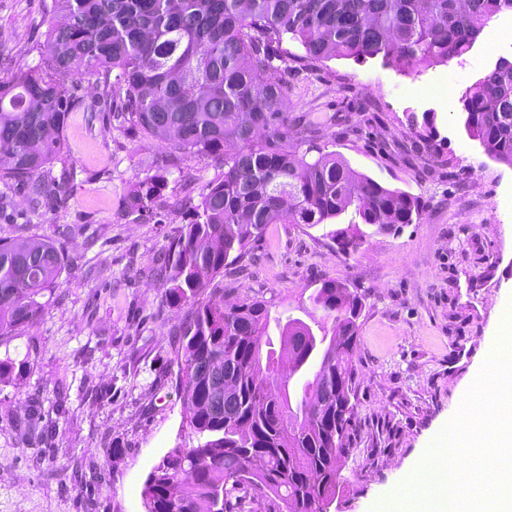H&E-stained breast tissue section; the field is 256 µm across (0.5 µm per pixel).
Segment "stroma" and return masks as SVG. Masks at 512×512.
Segmentation results:
<instances>
[{
    "label": "stroma",
    "instance_id": "1",
    "mask_svg": "<svg viewBox=\"0 0 512 512\" xmlns=\"http://www.w3.org/2000/svg\"><path fill=\"white\" fill-rule=\"evenodd\" d=\"M48 18L42 0H0V55L34 62ZM499 53L481 37L463 58L403 76L378 62L334 59L295 67L292 112L314 123L339 112L353 129L325 127L321 142L352 168L410 192L419 222L341 252L330 225H272L256 261L217 276L233 300L272 301V316L305 318L321 280L364 296L355 356V420L337 512H383L458 411L486 341L512 306V212L492 204L512 191V166L489 157L458 121L459 103L435 109L409 87L444 75L461 91ZM73 101L60 133L76 178L65 204L32 210L11 188L0 236L50 237L65 256L53 299L33 326L0 339V359H25L0 382V512H144V481L170 448L186 444L181 390L169 366L184 311L162 301L156 258L188 223L223 162L181 157L155 217L128 207L136 178L164 166L166 145L113 115L101 79H66ZM435 112L439 155L404 160L409 112ZM66 388L65 412L54 393ZM41 402L47 442L15 423Z\"/></svg>",
    "mask_w": 512,
    "mask_h": 512
}]
</instances>
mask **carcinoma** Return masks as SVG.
<instances>
[{"mask_svg":"<svg viewBox=\"0 0 512 512\" xmlns=\"http://www.w3.org/2000/svg\"><path fill=\"white\" fill-rule=\"evenodd\" d=\"M45 52L0 79V182L39 205L62 202L74 171L53 175L71 99L61 79L109 76L123 123L186 154L224 161L190 221L167 246L163 300L185 309L169 366L177 368L196 444L176 446L147 475L145 512H331L354 423L362 296L322 282L313 309L332 320L316 335L300 318L268 336L271 304H227L209 288L272 224H332L348 211L376 233L420 218L417 197L386 187L320 144V127L290 117L291 85L275 62L381 59L401 74L463 57L512 0H43ZM292 42L297 51L283 48ZM460 119L495 160L512 166V61L500 57L460 93ZM404 154L434 153L435 113L410 112ZM166 172L137 177L144 213ZM364 233L336 231L345 253ZM64 267L50 238L0 237V338L31 326ZM222 368L216 385L209 364ZM27 361L0 359V382Z\"/></svg>","mask_w":512,"mask_h":512,"instance_id":"cac0c4a2","label":"carcinoma"}]
</instances>
